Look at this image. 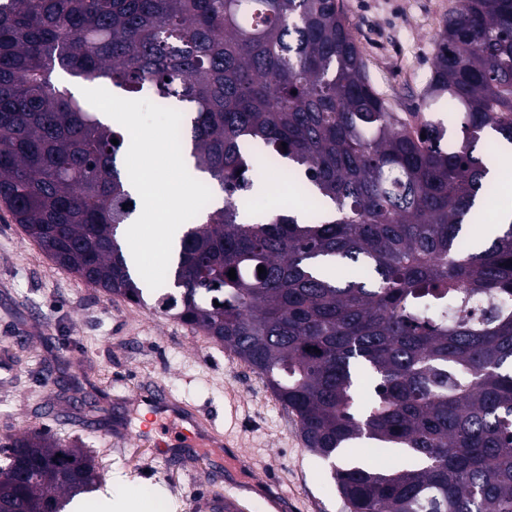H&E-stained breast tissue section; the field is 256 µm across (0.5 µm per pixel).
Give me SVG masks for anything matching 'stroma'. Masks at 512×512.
<instances>
[{"label":"stroma","mask_w":512,"mask_h":512,"mask_svg":"<svg viewBox=\"0 0 512 512\" xmlns=\"http://www.w3.org/2000/svg\"><path fill=\"white\" fill-rule=\"evenodd\" d=\"M367 74L395 111L413 110L430 78L436 36L459 0H342ZM171 284L140 304L109 296L57 266L0 204V440L38 429L81 441L102 473L88 505L122 506L126 490L159 496L166 512H215L232 495L238 512H346L327 462L304 445L296 418L265 379L205 332L157 310ZM159 388L198 409L230 445L167 456L141 440L150 412L142 391ZM97 400L108 424L89 413ZM227 472L212 485L214 470Z\"/></svg>","instance_id":"obj_1"}]
</instances>
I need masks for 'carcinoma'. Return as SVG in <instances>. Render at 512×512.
<instances>
[{"label":"carcinoma","mask_w":512,"mask_h":512,"mask_svg":"<svg viewBox=\"0 0 512 512\" xmlns=\"http://www.w3.org/2000/svg\"><path fill=\"white\" fill-rule=\"evenodd\" d=\"M58 71L185 110L224 198L183 229L166 306L266 377L313 454L398 459L332 464L346 512H512V224L463 248L495 187L478 146L512 145V0H461L441 26L416 111L445 101L446 147L374 90L340 0H0V203L57 265L140 303L129 134ZM254 144L291 162L302 220L240 208ZM1 448L0 512H67L100 483L39 432Z\"/></svg>","instance_id":"carcinoma-1"}]
</instances>
